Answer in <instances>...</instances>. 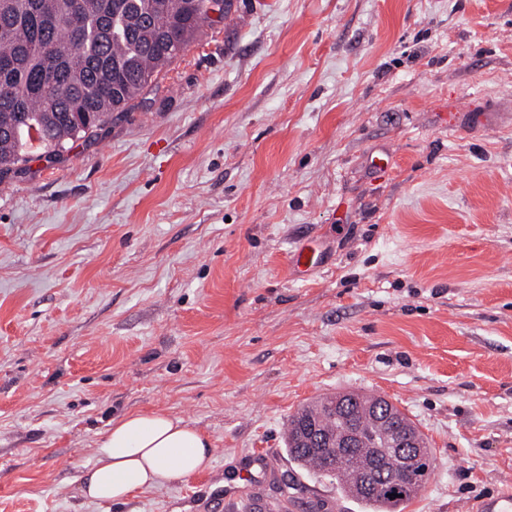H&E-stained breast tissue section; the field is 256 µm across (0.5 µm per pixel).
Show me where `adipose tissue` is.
I'll use <instances>...</instances> for the list:
<instances>
[{
  "label": "adipose tissue",
  "instance_id": "adipose-tissue-1",
  "mask_svg": "<svg viewBox=\"0 0 512 512\" xmlns=\"http://www.w3.org/2000/svg\"><path fill=\"white\" fill-rule=\"evenodd\" d=\"M212 461L210 439L184 419L162 410L126 412L100 433L80 495L92 504L123 503L202 472Z\"/></svg>",
  "mask_w": 512,
  "mask_h": 512
}]
</instances>
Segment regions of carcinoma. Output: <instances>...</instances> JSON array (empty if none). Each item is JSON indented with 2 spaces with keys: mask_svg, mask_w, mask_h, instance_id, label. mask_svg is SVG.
I'll use <instances>...</instances> for the list:
<instances>
[{
  "mask_svg": "<svg viewBox=\"0 0 512 512\" xmlns=\"http://www.w3.org/2000/svg\"><path fill=\"white\" fill-rule=\"evenodd\" d=\"M210 0H0V178L21 170L35 146L49 157L127 111L210 25ZM383 400L337 393L288 418V456L336 485L365 512H400L427 482V468L399 474L379 492L383 425L415 430ZM349 423L351 448L328 439Z\"/></svg>",
  "mask_w": 512,
  "mask_h": 512,
  "instance_id": "cac0c4a2",
  "label": "carcinoma"
}]
</instances>
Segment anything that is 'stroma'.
<instances>
[{
	"mask_svg": "<svg viewBox=\"0 0 512 512\" xmlns=\"http://www.w3.org/2000/svg\"><path fill=\"white\" fill-rule=\"evenodd\" d=\"M308 247L315 264L293 269ZM386 398L435 468L402 512L512 486V0H233L156 86L0 181V512H362L285 425ZM209 470L79 494L112 417Z\"/></svg>",
	"mask_w": 512,
	"mask_h": 512,
	"instance_id": "1",
	"label": "stroma"
}]
</instances>
